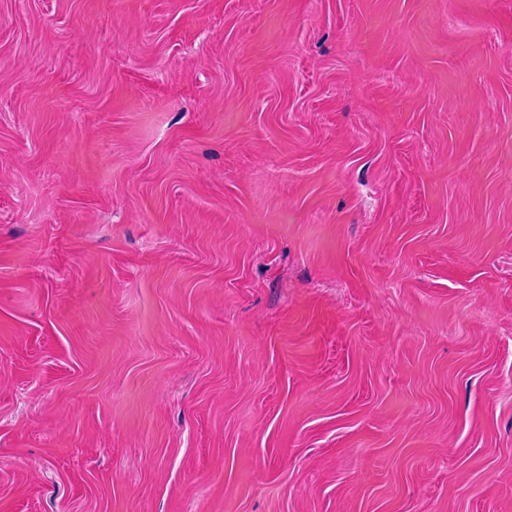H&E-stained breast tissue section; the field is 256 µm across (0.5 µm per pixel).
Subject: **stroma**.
I'll return each instance as SVG.
<instances>
[{
  "label": "stroma",
  "mask_w": 512,
  "mask_h": 512,
  "mask_svg": "<svg viewBox=\"0 0 512 512\" xmlns=\"http://www.w3.org/2000/svg\"><path fill=\"white\" fill-rule=\"evenodd\" d=\"M0 512H512V0H0Z\"/></svg>",
  "instance_id": "obj_1"
}]
</instances>
